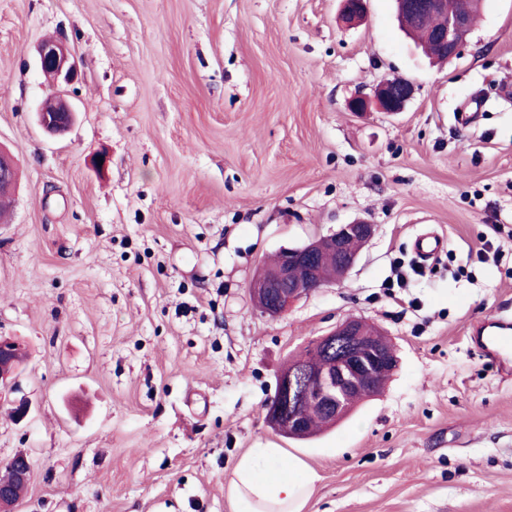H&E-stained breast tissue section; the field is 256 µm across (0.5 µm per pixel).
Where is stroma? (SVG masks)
<instances>
[{"label":"stroma","mask_w":512,"mask_h":512,"mask_svg":"<svg viewBox=\"0 0 512 512\" xmlns=\"http://www.w3.org/2000/svg\"><path fill=\"white\" fill-rule=\"evenodd\" d=\"M340 8L0 0V150L18 167L0 336L25 353L0 464L32 460L21 512H231L236 460L268 446L320 473L305 512H512V375L467 338L512 307V0H481L441 65L394 0L354 27ZM46 39L81 72L58 137L36 119ZM388 78L414 87L403 112L350 111ZM357 219L377 233L346 279L254 310L259 269ZM426 231L446 248L423 265ZM351 316L396 350L383 392L312 439L276 433L264 405L286 361Z\"/></svg>","instance_id":"obj_1"}]
</instances>
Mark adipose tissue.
<instances>
[{
  "label": "adipose tissue",
  "mask_w": 512,
  "mask_h": 512,
  "mask_svg": "<svg viewBox=\"0 0 512 512\" xmlns=\"http://www.w3.org/2000/svg\"><path fill=\"white\" fill-rule=\"evenodd\" d=\"M320 479L316 469L282 449H250L228 483L231 512H303Z\"/></svg>",
  "instance_id": "adipose-tissue-1"
}]
</instances>
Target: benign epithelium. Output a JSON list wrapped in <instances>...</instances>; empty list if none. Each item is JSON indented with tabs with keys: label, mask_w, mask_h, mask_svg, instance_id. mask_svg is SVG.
<instances>
[{
	"label": "benign epithelium",
	"mask_w": 512,
	"mask_h": 512,
	"mask_svg": "<svg viewBox=\"0 0 512 512\" xmlns=\"http://www.w3.org/2000/svg\"><path fill=\"white\" fill-rule=\"evenodd\" d=\"M366 10V0H343L341 20L347 25L359 22ZM398 18L416 20L425 13L445 20L434 37L447 59L457 56L470 32L469 0H397ZM38 62L48 72L54 90L55 108L40 109L39 126L52 136L66 134L75 121V110L66 98L68 87L78 79L79 70L69 49L58 41H43L36 47ZM412 96V86L402 79H388L379 84L373 96H357L349 103L353 112L372 109L389 114L403 111ZM16 183L14 159L0 151V190L9 193ZM375 235V225L363 221L342 224L336 231L308 244L281 252L275 263L264 266L249 284L255 309L277 317L311 292L344 279L355 266L360 247ZM332 256L338 274L329 278L324 272V258ZM380 330L361 317H350L310 345L313 353L325 357L322 367L312 366L308 357L284 367L277 380V392L266 403L268 425L288 434L308 428L307 416L317 411L330 420L346 414L355 406V393L372 395L381 375L397 367L395 351L378 343ZM23 345L16 339L0 337V395L12 389L11 378ZM15 481L28 484L32 466L27 455L10 460ZM19 500L13 488L0 483V512H17Z\"/></svg>",
	"instance_id": "obj_1"
}]
</instances>
